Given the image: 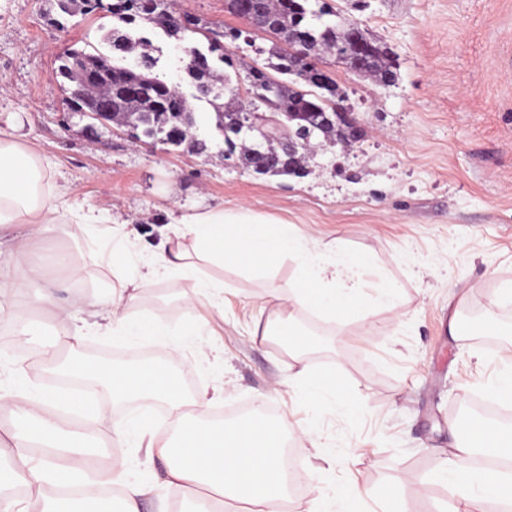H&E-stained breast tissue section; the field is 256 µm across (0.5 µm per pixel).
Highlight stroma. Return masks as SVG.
<instances>
[{"mask_svg":"<svg viewBox=\"0 0 512 512\" xmlns=\"http://www.w3.org/2000/svg\"><path fill=\"white\" fill-rule=\"evenodd\" d=\"M51 2L0 0V126H14L49 162L56 183L72 188L73 207L93 206L138 231L142 260L154 256L161 228L184 211L247 210L312 233L321 254L338 242L361 254L365 301L387 286L402 291L396 319L379 310L340 325L295 314L325 341L294 355L263 329L296 284V260L283 259L264 275L204 261L201 269L224 281V313L199 298L197 335L180 333L187 282L172 277L137 289L132 306L133 318L149 317L157 335L94 334L85 344L156 350L161 334L178 335L177 360L194 390L222 392L215 412L258 404L310 429L313 442L295 445L301 512L309 484L329 496L356 488L359 512H374L377 499L391 495L410 512H448L453 500L436 479L453 441L448 425L472 424L463 402L490 395L512 367V305H490L495 289L512 282V0H325L389 48L397 79L380 85L323 56L322 69L365 137L348 151L321 146L302 178L258 177L224 158V137L205 101L192 103L196 134L207 143L200 154L88 129L86 118L66 112L53 71L71 46L110 55L101 36L113 20L79 13L59 29L45 15ZM71 246L85 278L66 297L91 323L96 315L87 302L104 293L109 269L92 240ZM467 312L494 323L496 334L450 335L451 319ZM26 317L20 353L0 351V377L58 393L59 384L27 357L56 344L57 325L38 310ZM302 370L334 373L345 406L316 413L292 381ZM128 418L137 432L112 449L149 489L140 512H157L174 492L163 482L164 461L149 456L146 444L166 436L169 421L145 404L106 409L98 426L105 432Z\"/></svg>","mask_w":512,"mask_h":512,"instance_id":"stroma-1","label":"stroma"}]
</instances>
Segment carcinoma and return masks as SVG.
Here are the masks:
<instances>
[{
    "instance_id": "obj_1",
    "label": "carcinoma",
    "mask_w": 512,
    "mask_h": 512,
    "mask_svg": "<svg viewBox=\"0 0 512 512\" xmlns=\"http://www.w3.org/2000/svg\"><path fill=\"white\" fill-rule=\"evenodd\" d=\"M316 2L318 0H273L270 33L276 35V41L260 50L267 55L266 63L261 67L235 63L228 46L211 41L205 49L193 45L191 53L182 58L183 72L190 83L220 85L233 97L239 95L238 87L232 85L229 74H220L217 64L223 63L232 69L238 65L245 72L248 85L245 100L232 106L216 103L220 99L218 95L207 97L215 104L216 112L224 114V135L240 136V127L248 121L249 113L262 108L271 113L292 115L288 128L293 134L308 124L305 114L332 111L331 105L336 103V81L330 77L325 83L316 81V69L307 67L282 45V41L288 40V34L301 25H309L313 46L319 53L329 50L336 61L344 65L347 61L336 56L338 46L351 43L355 37L363 40L376 60L375 68L363 75L384 85L395 80L394 59L387 48L360 32L356 22L341 16L326 25L318 23L319 16L327 10L322 6L314 7ZM110 14L120 22L106 34L115 54L130 49L131 32L139 24H150L167 37L177 39L187 31L182 22L191 19V15L174 9L164 0H112ZM59 61L55 76L69 83L82 80L89 71L112 76V87L102 85L97 90L101 94L112 92V111L137 113L141 127L150 130L152 139L162 127L192 122V110L178 95L180 87L154 72L158 59L152 57L148 49L140 54L137 70L115 64L98 53L73 47L67 49ZM273 71L279 77H273ZM259 148L265 151L268 144L259 146L237 141L238 157L245 169L253 168L255 151Z\"/></svg>"
}]
</instances>
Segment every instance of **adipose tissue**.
Wrapping results in <instances>:
<instances>
[{"mask_svg":"<svg viewBox=\"0 0 512 512\" xmlns=\"http://www.w3.org/2000/svg\"><path fill=\"white\" fill-rule=\"evenodd\" d=\"M67 194V189L56 185L42 157L17 139L13 127H0V334L26 335L22 305L47 306L59 331L57 347L43 353L45 369L64 367L85 378H105L116 403L147 398L166 405L179 440L160 438L149 442L148 450L165 459L167 486L182 491L197 488L242 501L249 504L250 512H278L288 498V478L284 445L274 426L261 419L200 422L199 414L219 401V393L186 394L168 365L102 368L65 356L64 351L75 348L91 330L153 335L148 319H131V291L171 275L190 283L184 295L188 318L182 333L195 335L198 294H205L216 311L224 309V282L198 267L201 259L263 272L282 258L295 257L299 285L290 289L289 304L340 323L363 313L354 294L360 257L339 246L334 260H324L309 249L307 235L296 225H272L246 211L227 213L216 208L186 212L165 225L160 250L143 270L132 258L135 230L111 223L94 209L73 208ZM67 237L94 241L109 267L107 292L95 300L105 312L104 323L78 325L69 320L61 292L81 281L83 265L78 254L64 245ZM67 400L64 394H29L19 382L0 386V413L10 420L8 445L0 448V457L11 458L9 465L0 466V512H18L23 501L39 505L48 497L46 484L62 486L74 473L95 468L94 451L82 441L101 409L76 402L79 417L69 420L56 412ZM31 448L45 451V477H37L28 466ZM439 478L460 512L483 499L512 512V433L476 430L470 444L449 448ZM18 485L26 489L24 499L4 497V490ZM107 485L118 486L120 493L106 501L100 489ZM145 493L125 462L116 459L100 471L97 483L84 486L77 512H138V501Z\"/></svg>","mask_w":512,"mask_h":512,"instance_id":"obj_1","label":"adipose tissue"}]
</instances>
